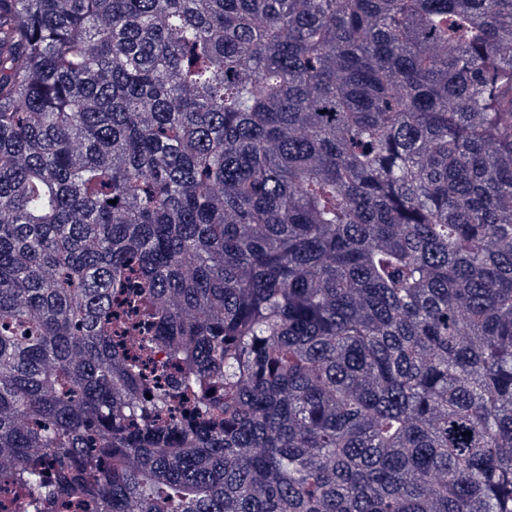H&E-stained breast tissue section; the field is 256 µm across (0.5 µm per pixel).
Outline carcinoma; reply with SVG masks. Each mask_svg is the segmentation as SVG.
Wrapping results in <instances>:
<instances>
[{"label": "carcinoma", "mask_w": 512, "mask_h": 512, "mask_svg": "<svg viewBox=\"0 0 512 512\" xmlns=\"http://www.w3.org/2000/svg\"><path fill=\"white\" fill-rule=\"evenodd\" d=\"M1 484L512 512V0H0Z\"/></svg>", "instance_id": "carcinoma-1"}]
</instances>
